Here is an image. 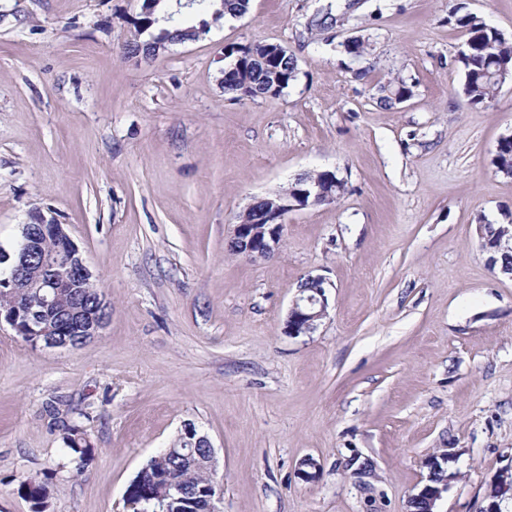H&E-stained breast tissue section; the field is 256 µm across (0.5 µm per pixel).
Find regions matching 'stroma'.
I'll return each instance as SVG.
<instances>
[{"label": "stroma", "instance_id": "stroma-1", "mask_svg": "<svg viewBox=\"0 0 512 512\" xmlns=\"http://www.w3.org/2000/svg\"><path fill=\"white\" fill-rule=\"evenodd\" d=\"M142 3L0 0V251L36 218L63 224L112 306L69 350L0 324V512H30L29 477L49 512H127L187 423L215 448L222 512H407L447 449L444 512H479L512 471V280L475 233L512 212L492 164L512 80L466 101L448 13L512 38V0H251L147 61L127 54ZM265 42L296 80L225 94V49ZM397 77L412 97L380 106ZM323 169L345 182L336 203L288 212L274 256L229 251L253 198ZM310 275L329 314L287 336ZM71 425L95 449L81 474ZM18 491L30 503L31 512L48 511L50 494L46 480L33 477L26 478L20 482Z\"/></svg>", "mask_w": 512, "mask_h": 512}]
</instances>
